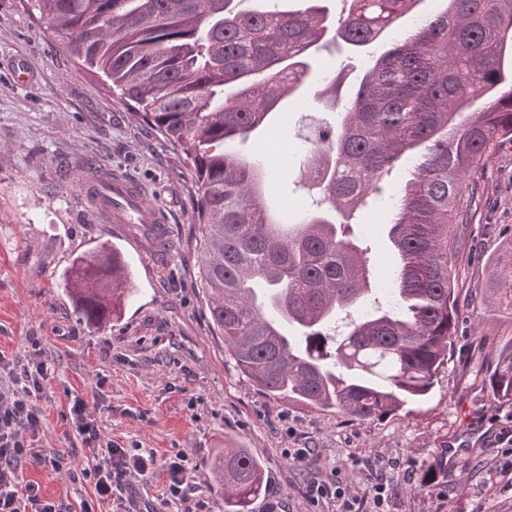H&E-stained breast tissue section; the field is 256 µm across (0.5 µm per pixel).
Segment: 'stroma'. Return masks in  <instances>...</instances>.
Masks as SVG:
<instances>
[{
    "label": "stroma",
    "instance_id": "stroma-1",
    "mask_svg": "<svg viewBox=\"0 0 512 512\" xmlns=\"http://www.w3.org/2000/svg\"><path fill=\"white\" fill-rule=\"evenodd\" d=\"M24 59L34 76L13 70ZM310 80L340 73L348 98L368 55L320 51ZM331 117L311 96L290 97L272 124L255 134L264 152L295 148L274 168L276 186L296 209L311 205L299 144ZM92 171L119 172L145 189L169 220L171 248L157 263L132 249L136 298L121 318L89 325L64 293L60 273L103 242L123 246L116 225L102 223L83 198ZM481 187L460 225L455 275L470 304L426 396L380 419L360 422L336 410L310 409L260 392L216 336L200 283L199 225L192 222L193 175L184 157L153 130L133 102L68 51L28 0H0V355L22 359L27 337L41 341L50 369L38 401L44 455L93 458L66 420L71 397L87 401L105 439L165 458L185 454L209 512H224L211 459L224 445L246 448L265 467L266 484L251 512L271 501L288 512H340L310 502L309 484L333 468L351 489L380 480L390 488L385 512H512V403L493 395L487 377L512 342V308L494 280L512 266V143L483 161ZM372 285L391 282L387 218L362 216ZM310 448L308 466L290 462ZM24 481L47 498L77 508L89 483L27 465Z\"/></svg>",
    "mask_w": 512,
    "mask_h": 512
}]
</instances>
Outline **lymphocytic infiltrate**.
I'll return each instance as SVG.
<instances>
[{
  "label": "lymphocytic infiltrate",
  "mask_w": 512,
  "mask_h": 512,
  "mask_svg": "<svg viewBox=\"0 0 512 512\" xmlns=\"http://www.w3.org/2000/svg\"><path fill=\"white\" fill-rule=\"evenodd\" d=\"M30 350L25 358L8 360L0 356V377L8 378L7 387H0V512H66L64 504L44 497L40 487L22 482L23 464L45 465L55 472L81 473L94 487V495L81 501L80 512H100L104 502H111L112 512H135L133 501L123 492L135 481L163 470L168 493L179 512H204L202 500L194 496L195 483L185 455L176 454L157 460L153 453L136 448H123L102 442L100 432L82 398H74L69 420L91 451L92 468L75 470L70 459L56 455L44 457L33 447V440L42 428L38 396L47 378V364L42 358L40 342L29 338ZM309 496L316 502H337L342 512H381L388 497V486L379 482L367 487L363 495H355L339 477L314 483Z\"/></svg>",
  "instance_id": "lymphocytic-infiltrate-1"
}]
</instances>
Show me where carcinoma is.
<instances>
[{"label": "carcinoma", "instance_id": "cac0c4a2", "mask_svg": "<svg viewBox=\"0 0 512 512\" xmlns=\"http://www.w3.org/2000/svg\"><path fill=\"white\" fill-rule=\"evenodd\" d=\"M34 0L70 53L136 103L195 176L199 274L214 330L267 395L368 421L425 396L462 315L453 225L477 193L473 175L512 138V0H445L405 41L373 57L354 97L326 75L318 103L337 113L307 149L321 203L291 217L269 206L267 159L248 148L287 96L302 92L313 52L374 48L419 0H345L330 27L324 0ZM481 101L479 110L464 112ZM414 170L395 192L386 176ZM387 198L397 254L391 300L370 297L367 250L348 219ZM90 324L121 318L136 292L117 248L101 244L60 277ZM512 401V346L490 378ZM224 512H249L264 467L224 448L211 467Z\"/></svg>", "mask_w": 512, "mask_h": 512}]
</instances>
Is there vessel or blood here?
<instances>
[{
    "instance_id": "b4317fda",
    "label": "vessel or blood",
    "mask_w": 512,
    "mask_h": 512,
    "mask_svg": "<svg viewBox=\"0 0 512 512\" xmlns=\"http://www.w3.org/2000/svg\"><path fill=\"white\" fill-rule=\"evenodd\" d=\"M83 195L90 207L105 223L118 225L126 239L143 254L160 256L170 249L167 220L145 200L136 183L115 175L88 176Z\"/></svg>"
}]
</instances>
